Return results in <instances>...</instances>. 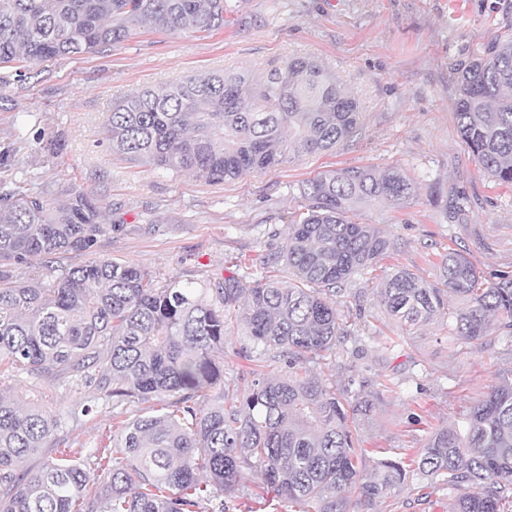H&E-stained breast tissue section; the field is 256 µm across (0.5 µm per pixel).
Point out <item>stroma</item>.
<instances>
[{
	"instance_id": "1",
	"label": "stroma",
	"mask_w": 512,
	"mask_h": 512,
	"mask_svg": "<svg viewBox=\"0 0 512 512\" xmlns=\"http://www.w3.org/2000/svg\"><path fill=\"white\" fill-rule=\"evenodd\" d=\"M504 32L512 33V0H227L223 30L143 25L106 53L32 64L28 79L0 86V148L12 151L0 180L47 190L55 202L87 193L114 227L95 257L141 265L161 285L176 279L200 287L219 273L265 277L267 256L285 247L289 220L304 210V181L345 167L403 171L417 185L404 206L357 208L359 220L379 225L391 246L352 278L337 304L349 336L307 367L338 390L373 400L356 425L362 447L420 448L434 430L463 418L498 372L512 369V338L464 344L449 339L442 321L406 332L377 294L383 275L398 267L434 280L451 250L487 277L512 273V185L480 169L454 107L458 72ZM307 55L336 72L363 110L358 135L334 150L209 183L121 158L107 146L106 115L120 98L212 71L260 73ZM56 138L65 146L52 155L43 144ZM255 371L278 376L286 366L277 350L230 323L225 383L242 384ZM5 385L21 404L60 414V445L72 454L98 447L119 424L81 382L52 386L16 375ZM79 403L93 413L70 418ZM452 498L446 485L412 473L379 512H448ZM228 512L294 510L254 471Z\"/></svg>"
}]
</instances>
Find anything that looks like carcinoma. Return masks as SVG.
Here are the masks:
<instances>
[{"label":"carcinoma","mask_w":512,"mask_h":512,"mask_svg":"<svg viewBox=\"0 0 512 512\" xmlns=\"http://www.w3.org/2000/svg\"><path fill=\"white\" fill-rule=\"evenodd\" d=\"M225 0H0V65L99 54L133 27L174 32L224 27ZM461 138L494 181L512 184V34L495 38L458 76ZM362 112L336 74L312 57H289L260 75L226 70L144 89L112 104L105 130L112 153L210 183L271 170L304 153L349 142ZM415 193L397 169L325 171L301 187L306 211L290 220L284 265L291 283L234 276L209 288L156 285L134 263L98 259L59 268L61 253H91L117 228L75 191L62 203L18 185L0 187V377L25 374L51 385L76 379L112 408L140 406L108 444L78 458L64 450L38 469L27 461L54 447L56 413L0 393V512H226L244 475L258 467L267 486L313 512H365L399 488V453L359 466L351 427L367 399L301 373L344 336L336 303L344 284L389 250L356 209L376 200L401 206ZM44 260L32 282L15 268ZM462 301L451 307L449 298ZM378 297L402 329L448 322L465 343L512 336V275L488 281L463 254L442 257L435 280L398 267ZM273 348L288 371L252 372L243 393L224 386L226 322ZM414 471L448 485L450 512H503L512 503V379L502 378L465 421L432 433Z\"/></svg>","instance_id":"carcinoma-1"}]
</instances>
